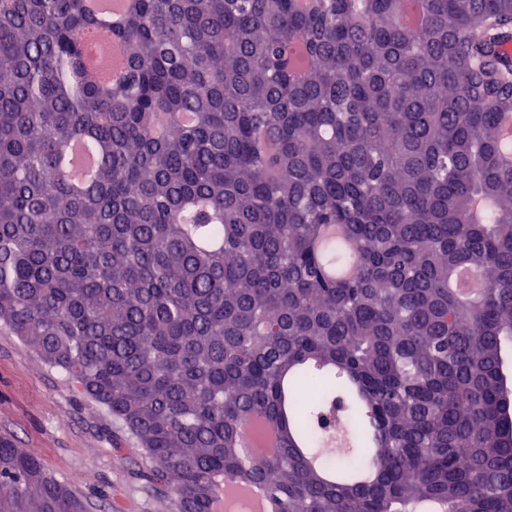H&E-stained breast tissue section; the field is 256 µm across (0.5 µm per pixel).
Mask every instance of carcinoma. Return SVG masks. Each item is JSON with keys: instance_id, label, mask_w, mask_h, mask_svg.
I'll return each instance as SVG.
<instances>
[{"instance_id": "1", "label": "carcinoma", "mask_w": 512, "mask_h": 512, "mask_svg": "<svg viewBox=\"0 0 512 512\" xmlns=\"http://www.w3.org/2000/svg\"><path fill=\"white\" fill-rule=\"evenodd\" d=\"M96 30L0 0V328L176 512L227 476L271 512H512V0H125L111 82ZM0 512L88 503L0 437Z\"/></svg>"}]
</instances>
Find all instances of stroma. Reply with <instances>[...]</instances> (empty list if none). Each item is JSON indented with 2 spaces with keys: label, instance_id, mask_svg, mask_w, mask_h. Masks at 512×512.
<instances>
[{
  "label": "stroma",
  "instance_id": "1",
  "mask_svg": "<svg viewBox=\"0 0 512 512\" xmlns=\"http://www.w3.org/2000/svg\"><path fill=\"white\" fill-rule=\"evenodd\" d=\"M114 431L103 407L0 329V436L39 456L88 500L90 512H173L167 490L143 479L147 463L137 443L114 450Z\"/></svg>",
  "mask_w": 512,
  "mask_h": 512
}]
</instances>
